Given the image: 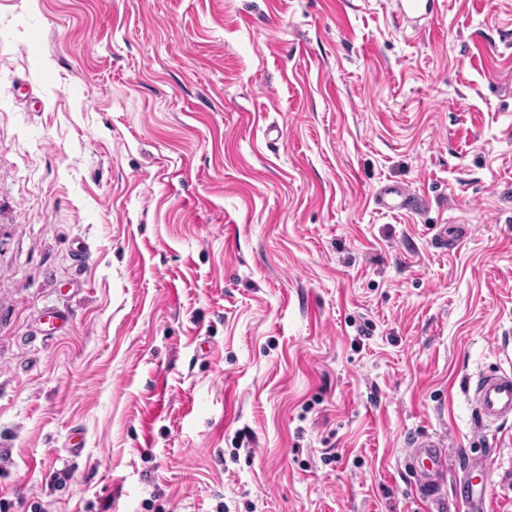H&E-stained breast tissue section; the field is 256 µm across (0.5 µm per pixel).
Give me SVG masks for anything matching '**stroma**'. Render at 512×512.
Masks as SVG:
<instances>
[{"label":"stroma","mask_w":512,"mask_h":512,"mask_svg":"<svg viewBox=\"0 0 512 512\" xmlns=\"http://www.w3.org/2000/svg\"><path fill=\"white\" fill-rule=\"evenodd\" d=\"M384 3L0 0L9 512H512V0ZM389 13L395 25L404 31H418L417 23L438 14L439 0H387ZM373 201L380 211L401 210L406 213H417L427 205L426 199L416 193L408 192L404 187L397 184L382 186L374 194ZM474 407L473 429L512 418V372L493 371L480 375L468 390ZM403 462L412 472L416 488L430 498L439 488L447 471V449L438 440H412L404 450Z\"/></svg>","instance_id":"35a3bbf8"}]
</instances>
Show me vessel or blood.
Instances as JSON below:
<instances>
[{"mask_svg": "<svg viewBox=\"0 0 512 512\" xmlns=\"http://www.w3.org/2000/svg\"><path fill=\"white\" fill-rule=\"evenodd\" d=\"M387 3L393 22L402 30L416 28L421 19L437 15L439 9V0H387ZM373 201L378 210L407 213L419 212L427 205L423 197L397 184L382 186L374 194ZM468 394L474 407V430L512 418L511 371H493L478 376ZM403 462L412 472L417 489L430 497L447 471L448 454L440 441L416 439L405 448Z\"/></svg>", "mask_w": 512, "mask_h": 512, "instance_id": "b4317fda", "label": "vessel or blood"}]
</instances>
